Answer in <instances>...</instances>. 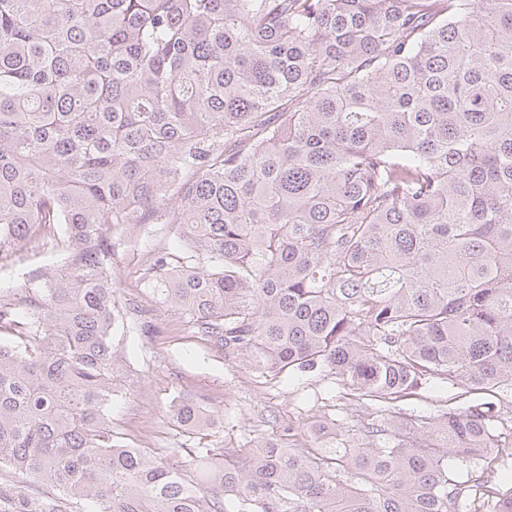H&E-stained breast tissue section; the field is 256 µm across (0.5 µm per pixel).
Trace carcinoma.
<instances>
[{"mask_svg": "<svg viewBox=\"0 0 512 512\" xmlns=\"http://www.w3.org/2000/svg\"><path fill=\"white\" fill-rule=\"evenodd\" d=\"M168 224L144 286L263 376L358 398L512 386V0H0V512H457L499 453L474 400L353 448L217 459L115 439L112 227ZM189 436L219 428L177 394ZM485 512L512 481L480 475ZM62 256L51 246L32 244L22 249L4 266L0 265V284L17 286L35 271L61 264ZM10 481L16 484L23 485L26 487L31 493L36 495H50L53 491L46 487V485L41 484L39 482H35L32 479L22 475L19 472H16L12 469L3 467L0 468V482Z\"/></svg>", "mask_w": 512, "mask_h": 512, "instance_id": "cac0c4a2", "label": "carcinoma"}]
</instances>
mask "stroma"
Returning <instances> with one entry per match:
<instances>
[{
  "mask_svg": "<svg viewBox=\"0 0 512 512\" xmlns=\"http://www.w3.org/2000/svg\"><path fill=\"white\" fill-rule=\"evenodd\" d=\"M126 234L130 243L115 260L116 299L129 311L124 329L114 336L127 368L112 404V429L118 439L154 450L182 441L167 412L179 391L204 397L207 409L221 420L218 432L193 435L189 441L195 448H240L271 438L288 448H322L327 441L315 427L330 419L339 421L343 433L350 435L369 416L383 420L393 411L436 416L461 406L457 389L440 381L387 409L358 403L350 385L323 372L272 379L225 359L222 351L192 332L179 311L156 303L141 280L146 251L170 243L169 226L130 228ZM61 261L51 247L29 245L0 265V284L19 285L35 271ZM142 317L156 323L161 335H141Z\"/></svg>",
  "mask_w": 512,
  "mask_h": 512,
  "instance_id": "35a3bbf8",
  "label": "stroma"
}]
</instances>
